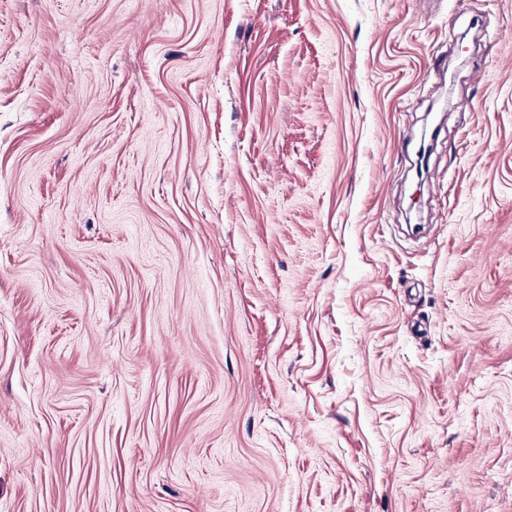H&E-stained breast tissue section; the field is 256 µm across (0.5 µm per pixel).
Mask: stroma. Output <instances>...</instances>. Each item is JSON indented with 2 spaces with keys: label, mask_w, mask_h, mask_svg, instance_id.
Segmentation results:
<instances>
[{
  "label": "stroma",
  "mask_w": 512,
  "mask_h": 512,
  "mask_svg": "<svg viewBox=\"0 0 512 512\" xmlns=\"http://www.w3.org/2000/svg\"><path fill=\"white\" fill-rule=\"evenodd\" d=\"M0 512H512V0H0Z\"/></svg>",
  "instance_id": "1"
}]
</instances>
